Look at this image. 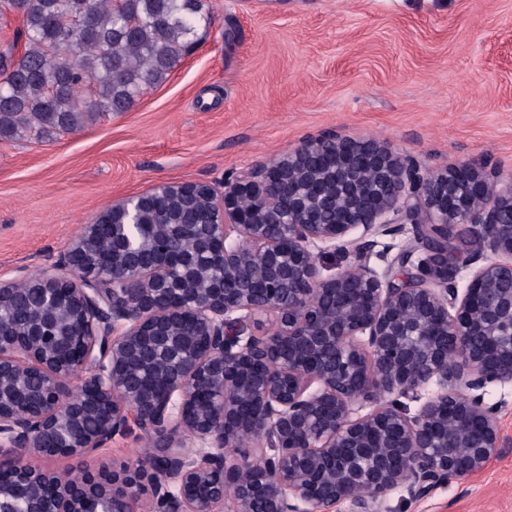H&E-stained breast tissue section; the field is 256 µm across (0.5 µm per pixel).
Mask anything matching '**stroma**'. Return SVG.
I'll use <instances>...</instances> for the list:
<instances>
[{
	"label": "stroma",
	"mask_w": 512,
	"mask_h": 512,
	"mask_svg": "<svg viewBox=\"0 0 512 512\" xmlns=\"http://www.w3.org/2000/svg\"><path fill=\"white\" fill-rule=\"evenodd\" d=\"M213 20L169 79L73 133L0 141V278L37 274L112 200L160 182L221 186L326 130L437 170L512 173V0H209ZM503 453L394 512H512V388ZM138 427L87 463L136 461Z\"/></svg>",
	"instance_id": "1"
}]
</instances>
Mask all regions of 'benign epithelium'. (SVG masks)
Wrapping results in <instances>:
<instances>
[{
	"mask_svg": "<svg viewBox=\"0 0 512 512\" xmlns=\"http://www.w3.org/2000/svg\"><path fill=\"white\" fill-rule=\"evenodd\" d=\"M193 188L204 223L152 205ZM462 224L481 248L459 265ZM324 246L344 260L328 276ZM25 286L54 310L0 321L1 510L223 512L230 492L233 512H393L391 493L424 498L505 446L485 395L512 387V174L482 159L430 170L323 132L221 192L112 201L37 275L0 279V305ZM132 422L152 439L133 464L26 461L79 460Z\"/></svg>",
	"mask_w": 512,
	"mask_h": 512,
	"instance_id": "7a95c632",
	"label": "benign epithelium"
}]
</instances>
